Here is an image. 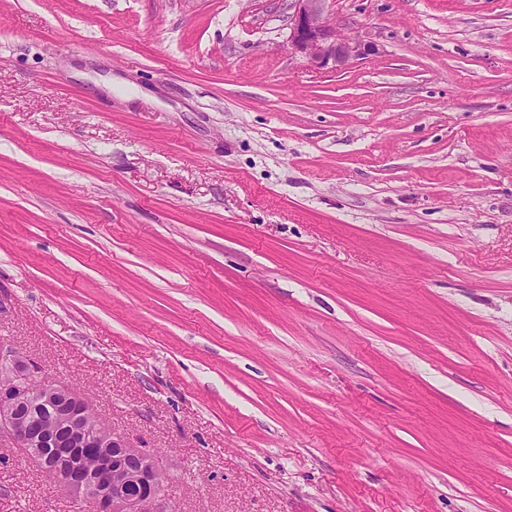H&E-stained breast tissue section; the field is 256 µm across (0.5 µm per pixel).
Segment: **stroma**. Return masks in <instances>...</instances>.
<instances>
[{
    "label": "stroma",
    "instance_id": "35a3bbf8",
    "mask_svg": "<svg viewBox=\"0 0 512 512\" xmlns=\"http://www.w3.org/2000/svg\"><path fill=\"white\" fill-rule=\"evenodd\" d=\"M0 0V342L173 512H512V0ZM0 512H82L0 441ZM328 0H289L288 47L318 68L330 62L337 70L368 55L371 46L347 37L330 18Z\"/></svg>",
    "mask_w": 512,
    "mask_h": 512
}]
</instances>
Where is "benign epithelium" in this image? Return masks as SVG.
Masks as SVG:
<instances>
[{
  "mask_svg": "<svg viewBox=\"0 0 512 512\" xmlns=\"http://www.w3.org/2000/svg\"><path fill=\"white\" fill-rule=\"evenodd\" d=\"M288 47L318 67L341 69L371 46L347 37L328 0H288ZM0 439L11 441L91 512H171L169 471L98 419L89 399L42 378L40 367L0 342Z\"/></svg>",
  "mask_w": 512,
  "mask_h": 512,
  "instance_id": "obj_1",
  "label": "benign epithelium"
}]
</instances>
